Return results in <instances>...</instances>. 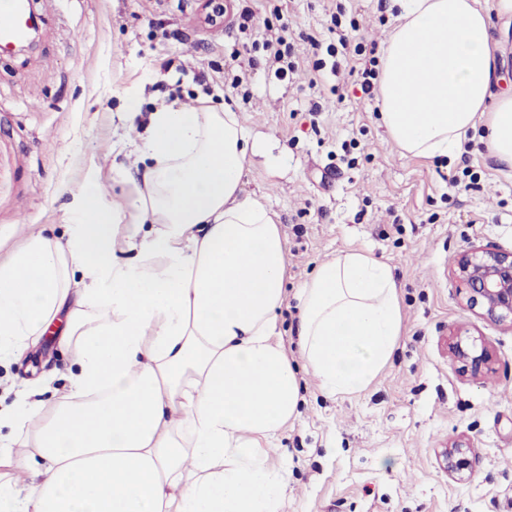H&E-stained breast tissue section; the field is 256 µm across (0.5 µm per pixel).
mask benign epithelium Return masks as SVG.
Masks as SVG:
<instances>
[{
    "instance_id": "benign-epithelium-1",
    "label": "benign epithelium",
    "mask_w": 512,
    "mask_h": 512,
    "mask_svg": "<svg viewBox=\"0 0 512 512\" xmlns=\"http://www.w3.org/2000/svg\"><path fill=\"white\" fill-rule=\"evenodd\" d=\"M204 23L212 28L222 27L224 0H203ZM456 275L461 281L469 309H479L488 319L512 326V251L470 248L457 260ZM451 349L455 357L468 363L473 374L489 369L492 354L475 338L456 335ZM470 448L460 443L448 447V473L465 479L469 470L467 457Z\"/></svg>"
}]
</instances>
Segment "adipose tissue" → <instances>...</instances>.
<instances>
[{"label": "adipose tissue", "instance_id": "ef3b65f1", "mask_svg": "<svg viewBox=\"0 0 512 512\" xmlns=\"http://www.w3.org/2000/svg\"><path fill=\"white\" fill-rule=\"evenodd\" d=\"M381 122L402 151L454 155L486 125L512 169V89L494 92L490 17L512 0H393ZM259 143L230 107L160 106L139 152L132 214L81 187L66 239L43 234L0 264V353L58 328L76 372L55 404L25 398L0 424L25 429L0 453V512H282L288 481L266 462L299 415L301 383L277 332L286 247L243 195ZM130 223L121 260L118 224ZM298 353L327 396L365 390L402 329L389 264L362 247L300 288ZM105 313L101 326L91 314Z\"/></svg>", "mask_w": 512, "mask_h": 512}]
</instances>
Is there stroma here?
Here are the masks:
<instances>
[{"mask_svg": "<svg viewBox=\"0 0 512 512\" xmlns=\"http://www.w3.org/2000/svg\"><path fill=\"white\" fill-rule=\"evenodd\" d=\"M252 35L212 37L201 0H36L32 47L0 55V262L37 233L68 234L71 205L89 182L130 203L138 130L161 105L231 103L262 143L243 178L279 225L287 289L323 261L367 247L394 273L402 332L364 391L329 398L302 374L300 416L281 430L267 465L288 479V512H512V329L466 307L453 274L473 246L512 250V171L480 131L453 158L403 152L380 125L378 96L357 71L382 57L394 25L379 0H253ZM354 30L362 55L338 50L332 19ZM287 27L298 68L268 71L249 38ZM322 47L312 51L311 39ZM336 69L313 71L315 59ZM180 71L161 72L165 60ZM246 91L233 89L234 76ZM139 91L127 121L125 95ZM324 109L312 113L313 103ZM495 355L475 378L450 349L456 330ZM72 363L46 335L0 360V409L25 392L54 403ZM470 447L472 475L448 474L443 451Z\"/></svg>", "mask_w": 512, "mask_h": 512, "instance_id": "35a3bbf8", "label": "stroma"}]
</instances>
